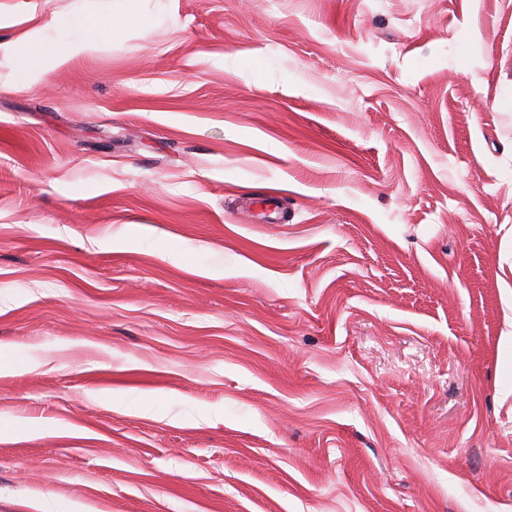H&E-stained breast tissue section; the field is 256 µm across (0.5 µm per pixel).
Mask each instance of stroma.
Listing matches in <instances>:
<instances>
[{"mask_svg": "<svg viewBox=\"0 0 512 512\" xmlns=\"http://www.w3.org/2000/svg\"><path fill=\"white\" fill-rule=\"evenodd\" d=\"M0 40V512H512V0ZM73 28L81 33L71 40L56 45L61 48L52 58L57 64L72 57L88 54L95 51L97 48V36L91 31V26L88 21L75 19L73 21Z\"/></svg>", "mask_w": 512, "mask_h": 512, "instance_id": "stroma-1", "label": "stroma"}]
</instances>
